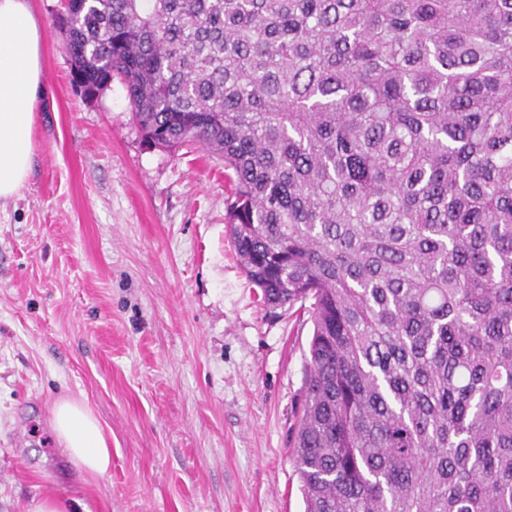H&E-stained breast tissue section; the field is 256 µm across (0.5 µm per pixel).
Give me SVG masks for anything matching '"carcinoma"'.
<instances>
[{
    "label": "carcinoma",
    "mask_w": 512,
    "mask_h": 512,
    "mask_svg": "<svg viewBox=\"0 0 512 512\" xmlns=\"http://www.w3.org/2000/svg\"><path fill=\"white\" fill-rule=\"evenodd\" d=\"M72 81L199 145L310 302L304 512H512V0H78Z\"/></svg>",
    "instance_id": "cac0c4a2"
}]
</instances>
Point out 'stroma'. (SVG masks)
Segmentation results:
<instances>
[{
	"label": "stroma",
	"mask_w": 512,
	"mask_h": 512,
	"mask_svg": "<svg viewBox=\"0 0 512 512\" xmlns=\"http://www.w3.org/2000/svg\"><path fill=\"white\" fill-rule=\"evenodd\" d=\"M42 32L33 164L0 199V512L73 493L90 512H304L291 434L312 324L268 310L202 148L148 147L120 80L73 84L59 0ZM86 400L112 467L81 480L48 423Z\"/></svg>",
	"instance_id": "1"
}]
</instances>
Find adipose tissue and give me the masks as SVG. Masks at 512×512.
<instances>
[{"label": "adipose tissue", "instance_id": "ef3b65f1", "mask_svg": "<svg viewBox=\"0 0 512 512\" xmlns=\"http://www.w3.org/2000/svg\"><path fill=\"white\" fill-rule=\"evenodd\" d=\"M40 42L27 0H0V199L16 194L31 170ZM50 416L58 449L79 474L109 472L112 450L102 424L86 403L59 398Z\"/></svg>", "mask_w": 512, "mask_h": 512}]
</instances>
